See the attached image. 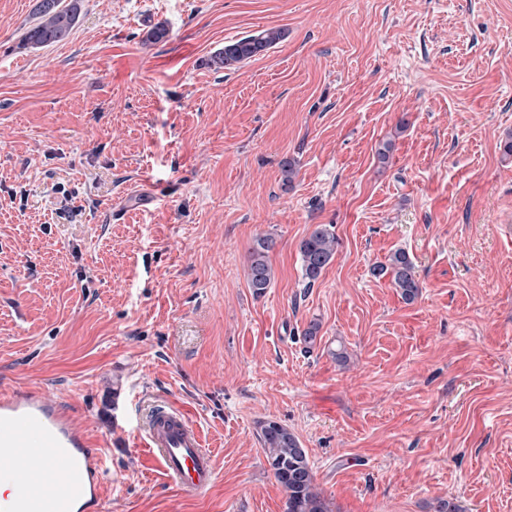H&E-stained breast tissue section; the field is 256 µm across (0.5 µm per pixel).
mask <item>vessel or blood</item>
I'll return each mask as SVG.
<instances>
[{"instance_id":"obj_1","label":"vessel or blood","mask_w":512,"mask_h":512,"mask_svg":"<svg viewBox=\"0 0 512 512\" xmlns=\"http://www.w3.org/2000/svg\"><path fill=\"white\" fill-rule=\"evenodd\" d=\"M146 445L165 479L185 496L216 479L213 454L180 410L162 404L148 415ZM108 472L101 449L59 394L0 392V477L19 483L0 512H101Z\"/></svg>"}]
</instances>
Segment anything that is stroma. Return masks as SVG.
<instances>
[{"mask_svg": "<svg viewBox=\"0 0 512 512\" xmlns=\"http://www.w3.org/2000/svg\"><path fill=\"white\" fill-rule=\"evenodd\" d=\"M31 8L0 0V391L61 394L109 460L106 512H284L266 420L334 512H512V0H83L38 49ZM318 224L338 245L308 288ZM399 248L410 303L372 273ZM160 400L215 458L204 495L136 429ZM285 35V31L281 28H270L260 31L258 34L229 42L211 56L210 65L218 69H235L267 52L284 39ZM276 247V239L271 235H259L248 250V285L255 296H262L274 280L270 263V253Z\"/></svg>", "mask_w": 512, "mask_h": 512, "instance_id": "1", "label": "stroma"}]
</instances>
